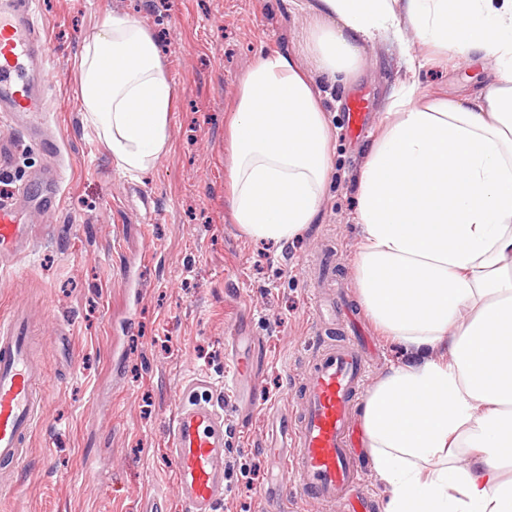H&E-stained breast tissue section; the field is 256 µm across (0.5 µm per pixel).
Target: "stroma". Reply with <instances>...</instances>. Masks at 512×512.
Instances as JSON below:
<instances>
[{
    "label": "stroma",
    "mask_w": 512,
    "mask_h": 512,
    "mask_svg": "<svg viewBox=\"0 0 512 512\" xmlns=\"http://www.w3.org/2000/svg\"><path fill=\"white\" fill-rule=\"evenodd\" d=\"M34 8L51 88L43 111L0 112V180L36 237L0 270V319L30 311L44 405L16 490H0V512H139L155 493L166 512H182L167 431L194 377L224 406L229 464L257 467L252 485L231 481L218 512H262L278 482L273 449L286 442L262 420L284 411L307 373L314 256L335 248L334 287L361 310L353 177L403 77L398 45L367 47L349 85L330 89L332 169L319 221L275 244L232 220L225 118L258 52L292 47L305 13L291 0H34ZM112 12L154 34L174 91L171 150L139 181L116 169L82 123L77 62ZM420 82L429 95L455 97L487 85L488 71L433 65ZM357 96L369 105L358 136L346 121ZM234 336L260 395L229 381Z\"/></svg>",
    "instance_id": "1"
}]
</instances>
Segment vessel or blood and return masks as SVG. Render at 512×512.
<instances>
[{"mask_svg":"<svg viewBox=\"0 0 512 512\" xmlns=\"http://www.w3.org/2000/svg\"><path fill=\"white\" fill-rule=\"evenodd\" d=\"M43 46L42 32L25 0H0V110L36 112L50 71L31 74L29 63ZM25 225L0 207V258L28 248ZM313 363L284 414L290 442L278 463L279 491L322 505L341 502L344 512H368L359 450L354 442L353 406L367 377L366 355L354 336L310 339ZM189 381L169 428L168 456L182 512H215L228 491L224 411ZM44 399L42 373L32 350L26 318L0 322V484L11 485L27 456V442Z\"/></svg>","mask_w":512,"mask_h":512,"instance_id":"vessel-or-blood-1","label":"vessel or blood"}]
</instances>
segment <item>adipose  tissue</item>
Here are the masks:
<instances>
[{
	"mask_svg": "<svg viewBox=\"0 0 512 512\" xmlns=\"http://www.w3.org/2000/svg\"><path fill=\"white\" fill-rule=\"evenodd\" d=\"M292 48L261 52L229 119L233 218L285 243L316 223L331 171L324 85L365 44L413 30L405 73L354 177L358 302L406 360L362 422L384 512H512V0H309ZM489 62L486 88L429 99L434 57ZM83 125L139 179L171 143L156 42L110 16L79 60Z\"/></svg>",
	"mask_w": 512,
	"mask_h": 512,
	"instance_id": "1",
	"label": "adipose tissue"
}]
</instances>
